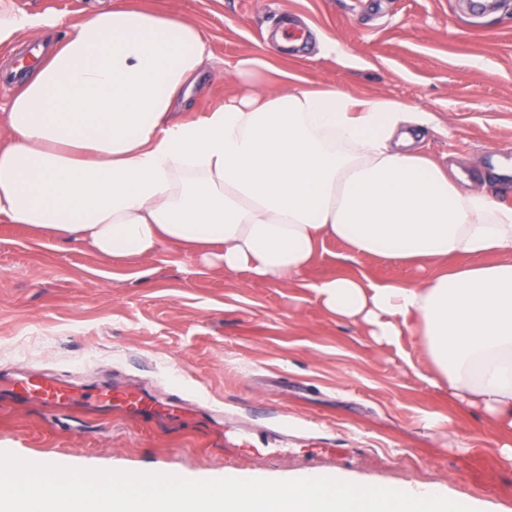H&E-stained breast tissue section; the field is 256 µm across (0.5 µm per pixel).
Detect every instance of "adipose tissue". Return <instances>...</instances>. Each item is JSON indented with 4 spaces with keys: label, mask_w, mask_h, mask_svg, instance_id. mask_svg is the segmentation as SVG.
I'll return each instance as SVG.
<instances>
[{
    "label": "adipose tissue",
    "mask_w": 512,
    "mask_h": 512,
    "mask_svg": "<svg viewBox=\"0 0 512 512\" xmlns=\"http://www.w3.org/2000/svg\"><path fill=\"white\" fill-rule=\"evenodd\" d=\"M39 27L66 34L0 114L1 224L107 258L165 244L259 281L301 278L329 239L355 259H463L413 285L335 276L312 291L378 345L415 325L430 384L512 434V209L422 155L430 113L284 71L189 115L201 73L224 77L196 23L121 0L75 23L0 0V47Z\"/></svg>",
    "instance_id": "adipose-tissue-1"
}]
</instances>
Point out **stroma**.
I'll return each instance as SVG.
<instances>
[{
	"label": "stroma",
	"mask_w": 512,
	"mask_h": 512,
	"mask_svg": "<svg viewBox=\"0 0 512 512\" xmlns=\"http://www.w3.org/2000/svg\"><path fill=\"white\" fill-rule=\"evenodd\" d=\"M127 2L203 30L224 77L192 97L196 111L283 70L311 87L396 101L432 114L419 129L425 155L488 179L512 208V181L493 170L512 159V0L481 14L465 0ZM110 3L13 0L19 13L71 20ZM285 19L304 31L300 48L262 42ZM255 57L265 68L252 69ZM348 254L329 240L299 282H255L165 245L107 259L0 224V448L39 463L189 479L316 470L372 486L441 482L450 499L512 512V459L502 450L512 436L427 382L414 329L374 345L310 289L340 275L409 285L424 270ZM26 375L139 387L179 402L184 417L54 409L8 391L7 380Z\"/></svg>",
	"instance_id": "obj_1"
}]
</instances>
